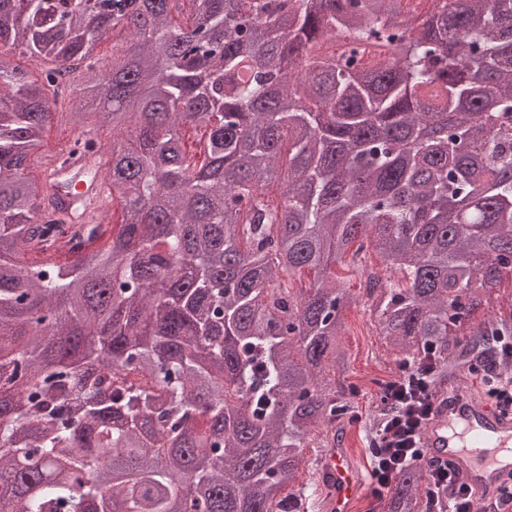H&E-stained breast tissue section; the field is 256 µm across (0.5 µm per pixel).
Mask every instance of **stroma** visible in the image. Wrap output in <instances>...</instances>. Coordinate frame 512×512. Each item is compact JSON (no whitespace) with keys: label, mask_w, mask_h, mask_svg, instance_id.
Segmentation results:
<instances>
[{"label":"stroma","mask_w":512,"mask_h":512,"mask_svg":"<svg viewBox=\"0 0 512 512\" xmlns=\"http://www.w3.org/2000/svg\"><path fill=\"white\" fill-rule=\"evenodd\" d=\"M67 104L55 100L44 146L31 157V168H38L74 134L66 117ZM379 265L373 248H365L358 255H345L336 265V273L346 280L353 294L358 295L356 304L342 313L344 330L339 344L345 354L347 366L344 374L346 384L355 386L354 411L356 423L346 425L344 446L362 475L370 473V450L368 448L369 421L377 416L383 405V385L392 380L398 371L391 349L377 334L375 315L370 300L364 294L365 274L378 270Z\"/></svg>","instance_id":"1"}]
</instances>
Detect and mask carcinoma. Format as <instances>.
<instances>
[{
  "label": "carcinoma",
  "mask_w": 512,
  "mask_h": 512,
  "mask_svg": "<svg viewBox=\"0 0 512 512\" xmlns=\"http://www.w3.org/2000/svg\"><path fill=\"white\" fill-rule=\"evenodd\" d=\"M179 2L0 0V48L52 58L59 87L81 71L73 146L110 126L123 210L98 248L78 225L70 264L21 260L55 206L28 177L52 85L0 66V512H297L314 432L352 413L336 263L356 242L387 273L366 278L378 336L430 353L434 390L512 332L475 321L512 276V0H188L184 24ZM117 27L112 65L87 63ZM344 31L391 57L336 65L318 45ZM103 450L107 494L85 478ZM427 483L405 470L384 512H423Z\"/></svg>",
  "instance_id": "obj_1"
}]
</instances>
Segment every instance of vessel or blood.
Returning a JSON list of instances; mask_svg holds the SVG:
<instances>
[{
	"label": "vessel or blood",
	"mask_w": 512,
	"mask_h": 512,
	"mask_svg": "<svg viewBox=\"0 0 512 512\" xmlns=\"http://www.w3.org/2000/svg\"><path fill=\"white\" fill-rule=\"evenodd\" d=\"M99 152H62L39 171L58 216L70 224L91 223L108 207ZM428 457L450 462L479 499L495 496L512 483V414L501 412L461 380H449L422 431ZM320 512H349L364 489L363 478L346 448L330 443L316 458Z\"/></svg>",
	"instance_id": "1"
}]
</instances>
